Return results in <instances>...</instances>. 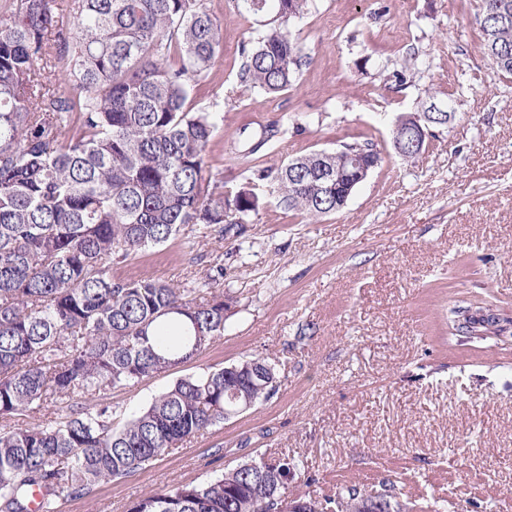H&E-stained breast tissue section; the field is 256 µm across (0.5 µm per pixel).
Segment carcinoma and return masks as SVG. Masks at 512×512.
<instances>
[{"label": "carcinoma", "instance_id": "carcinoma-1", "mask_svg": "<svg viewBox=\"0 0 512 512\" xmlns=\"http://www.w3.org/2000/svg\"><path fill=\"white\" fill-rule=\"evenodd\" d=\"M315 0H241V19L270 15L242 49L240 82L267 94L294 85L310 57L287 26ZM485 57L512 79V0H484ZM221 28L197 0H74L71 26L52 0H21L0 15V512H57L104 482L134 475L180 444L270 398L253 375H277L264 357L181 378L148 407L114 425L104 386L166 373L224 333L230 298L217 264L194 288L112 276V267L160 246L184 224L224 236L264 202L251 182L219 191L209 148L218 112L187 107L215 64ZM288 133L275 122L233 159L246 160ZM398 156L426 151L419 125L392 131ZM343 147L380 158L370 139ZM345 154L313 151L280 166H254L279 204L318 219L336 213V190L319 180ZM498 317L478 309L464 328L486 333ZM25 413L24 427L7 422ZM298 462L252 461L198 485L142 496L129 512H270L288 498ZM360 493L295 497L319 512Z\"/></svg>", "mask_w": 512, "mask_h": 512}]
</instances>
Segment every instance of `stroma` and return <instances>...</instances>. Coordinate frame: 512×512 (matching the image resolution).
Listing matches in <instances>:
<instances>
[{
    "instance_id": "obj_1",
    "label": "stroma",
    "mask_w": 512,
    "mask_h": 512,
    "mask_svg": "<svg viewBox=\"0 0 512 512\" xmlns=\"http://www.w3.org/2000/svg\"><path fill=\"white\" fill-rule=\"evenodd\" d=\"M201 4L221 25L223 52L190 105L224 118L211 155L225 189L252 177L226 160L229 146L272 122L288 133L260 165L363 138L381 162L319 221L282 210L276 185L261 183L264 207L225 237L186 224L113 267L196 289L202 302L200 282L219 263L232 302L205 349L170 372L102 388L100 402L127 415L178 378L254 356L275 363L278 387L134 476L62 498L58 512H127L166 486L281 453L300 463L293 497L391 484L402 505L512 512V80L481 52L480 0H317L289 26L311 62L276 97L239 82L252 33L234 0ZM408 57L414 75L390 90ZM431 87L455 115L408 163L391 129ZM476 306L492 308L504 331L482 340L449 329L450 308Z\"/></svg>"
}]
</instances>
